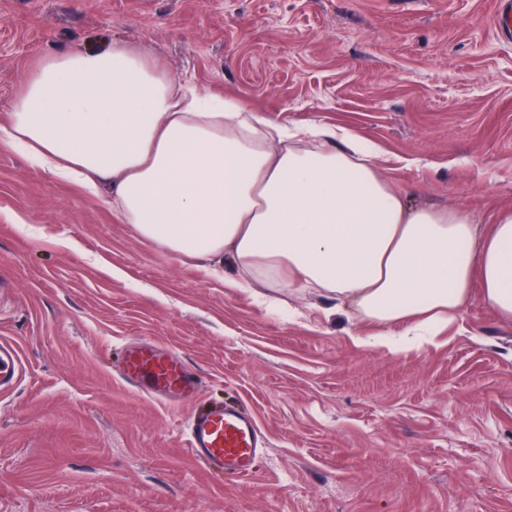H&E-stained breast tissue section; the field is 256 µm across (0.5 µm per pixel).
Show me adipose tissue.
I'll return each mask as SVG.
<instances>
[{
  "mask_svg": "<svg viewBox=\"0 0 512 512\" xmlns=\"http://www.w3.org/2000/svg\"><path fill=\"white\" fill-rule=\"evenodd\" d=\"M0 142L207 274L230 267L238 288H312L357 310L372 329L357 344L400 354L422 342L410 323L454 321L476 294L512 320V210L480 224L412 207L348 129L281 135L124 43L26 66Z\"/></svg>",
  "mask_w": 512,
  "mask_h": 512,
  "instance_id": "1",
  "label": "adipose tissue"
}]
</instances>
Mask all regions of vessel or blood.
Listing matches in <instances>:
<instances>
[{"mask_svg":"<svg viewBox=\"0 0 512 512\" xmlns=\"http://www.w3.org/2000/svg\"><path fill=\"white\" fill-rule=\"evenodd\" d=\"M21 356L10 341H0V392L20 382ZM122 379L133 389L168 405L192 402L198 393L196 371L163 344H128L118 364ZM189 453L219 474H251L265 435L255 416L243 407L211 404L193 413L187 425Z\"/></svg>","mask_w":512,"mask_h":512,"instance_id":"1","label":"vessel or blood"}]
</instances>
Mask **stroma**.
I'll list each match as a JSON object with an SVG mask.
<instances>
[{
  "label": "stroma",
  "instance_id": "obj_1",
  "mask_svg": "<svg viewBox=\"0 0 512 512\" xmlns=\"http://www.w3.org/2000/svg\"><path fill=\"white\" fill-rule=\"evenodd\" d=\"M497 0H0V113L22 69L134 45L173 81L275 125L344 126L414 205L512 208V40ZM157 250L104 200L0 146V512H512V322L473 297L424 346L356 345L333 299L282 312ZM165 343L202 403L267 439L252 475L187 450L192 405L126 386L125 341ZM21 356L17 346L10 341H0V392L13 390L20 382Z\"/></svg>",
  "mask_w": 512,
  "mask_h": 512
}]
</instances>
